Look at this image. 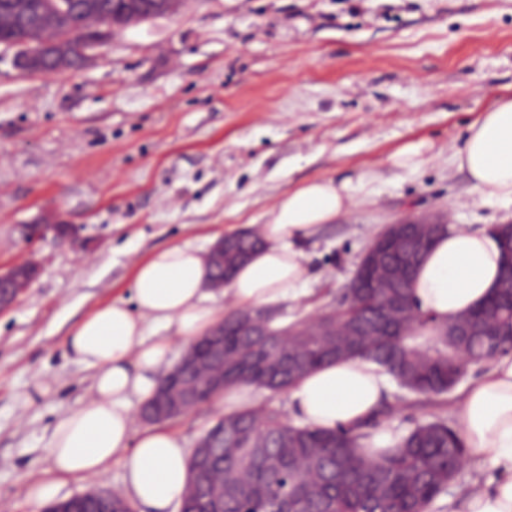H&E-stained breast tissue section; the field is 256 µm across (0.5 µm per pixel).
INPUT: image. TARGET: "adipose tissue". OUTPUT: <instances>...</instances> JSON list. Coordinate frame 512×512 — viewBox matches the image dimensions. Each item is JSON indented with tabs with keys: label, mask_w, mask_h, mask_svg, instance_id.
<instances>
[{
	"label": "adipose tissue",
	"mask_w": 512,
	"mask_h": 512,
	"mask_svg": "<svg viewBox=\"0 0 512 512\" xmlns=\"http://www.w3.org/2000/svg\"><path fill=\"white\" fill-rule=\"evenodd\" d=\"M453 162L485 200L512 206V90L496 95L468 125ZM352 205L346 181L311 179L285 193L265 215L262 246L229 285L235 304L272 307L300 295L310 271L299 241ZM500 271V250L488 230L453 225L436 235L409 295L442 322L481 305ZM208 279L206 254L188 243L168 246L137 266L131 301L95 307L71 331L69 351L92 369L94 396L57 418L48 440L54 476L101 475L116 462L124 472L123 495L150 512H166L181 500L189 449L166 430L134 433L132 408L153 393V377L169 361L171 336L190 342L219 322L206 294ZM388 390L387 373L374 364L337 360L298 380L289 400L304 425L333 430L370 419ZM459 431L471 457L501 470L490 488L467 498L463 512H512V355L497 357L467 388Z\"/></svg>",
	"instance_id": "adipose-tissue-1"
}]
</instances>
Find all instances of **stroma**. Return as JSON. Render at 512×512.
<instances>
[{
  "mask_svg": "<svg viewBox=\"0 0 512 512\" xmlns=\"http://www.w3.org/2000/svg\"><path fill=\"white\" fill-rule=\"evenodd\" d=\"M512 86V0H177L173 12L110 34L76 71L28 73L0 46V267L37 278L0 311V512L119 492L122 469L66 478L48 500L57 416L91 396L66 348L97 305L131 300L136 266L189 243L210 251L307 179L354 184L355 205L300 244L312 277L274 307L277 323L345 308L373 238L408 219L483 229L512 211L483 202L450 161L467 126ZM429 141L417 170L388 158ZM67 224L71 242L29 238ZM466 365L435 401L391 386L370 431L400 439L440 419L457 427ZM218 400L164 421L195 448ZM499 476L465 461L431 512L462 506Z\"/></svg>",
  "mask_w": 512,
  "mask_h": 512,
  "instance_id": "obj_1",
  "label": "stroma"
}]
</instances>
